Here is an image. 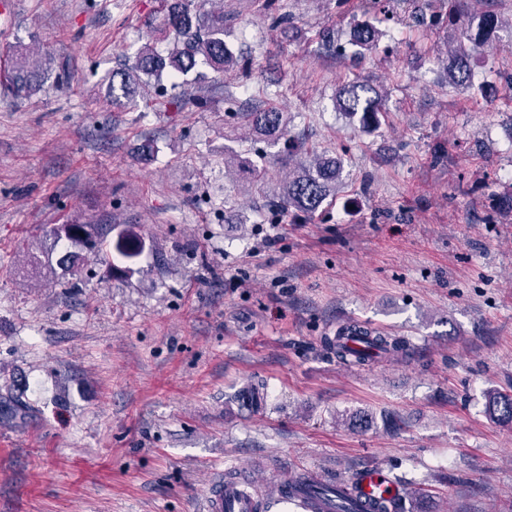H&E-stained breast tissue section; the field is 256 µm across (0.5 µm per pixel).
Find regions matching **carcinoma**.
<instances>
[{"instance_id":"obj_1","label":"carcinoma","mask_w":512,"mask_h":512,"mask_svg":"<svg viewBox=\"0 0 512 512\" xmlns=\"http://www.w3.org/2000/svg\"><path fill=\"white\" fill-rule=\"evenodd\" d=\"M162 39L170 40L172 48L167 54L160 53L151 44L142 46L134 61L112 70L109 99L106 103L123 108L134 100L137 89L151 82H160L163 75L174 79L171 88L180 87L176 79L192 72L202 80L206 68L217 74L233 71L235 56L224 40V9L205 10L196 0H165ZM462 36L456 48L444 60L448 83L473 85L470 67L472 54L480 49L493 35L497 18L490 13L477 16L459 14ZM380 31L371 22L355 20L349 29L348 43L353 54L362 56L377 49ZM30 53L20 49L11 55L10 87L13 94L21 97L33 90L32 78L45 80L48 68L30 64ZM385 92L358 77L346 79L337 92L335 106L357 121L360 128L369 130L380 121ZM250 134L277 144L288 136V116L277 108L269 107L243 114ZM224 168H236L248 172L252 183L264 178V173L254 163L240 157L232 150L224 151ZM341 161L331 156L314 155L312 163L295 162L280 188V206L314 216L323 211L328 198L336 195ZM45 236L57 245L62 241L78 244L93 250L99 244L95 224H54L43 230ZM328 346L336 358L348 357L367 366L377 359L390 357L401 350V342L364 325H348L339 328L336 336L328 340ZM487 411L499 422L512 424V395L495 390L487 392Z\"/></svg>"}]
</instances>
